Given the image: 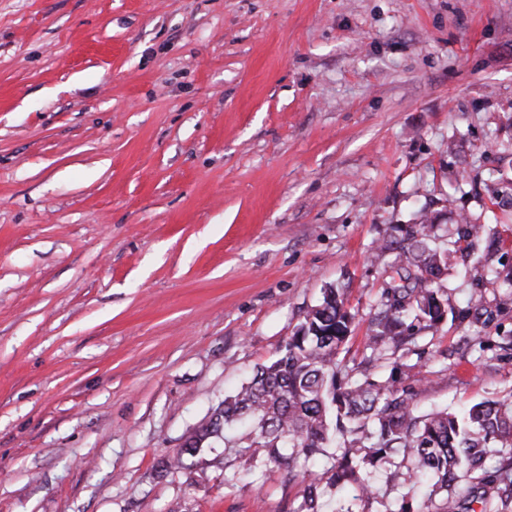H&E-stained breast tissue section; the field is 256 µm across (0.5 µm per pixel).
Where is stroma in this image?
Segmentation results:
<instances>
[{
    "mask_svg": "<svg viewBox=\"0 0 512 512\" xmlns=\"http://www.w3.org/2000/svg\"><path fill=\"white\" fill-rule=\"evenodd\" d=\"M423 218L448 313L396 378L511 402L512 0H0V512H295L221 440L166 464L325 288L359 366Z\"/></svg>",
    "mask_w": 512,
    "mask_h": 512,
    "instance_id": "1",
    "label": "stroma"
}]
</instances>
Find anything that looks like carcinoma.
Returning <instances> with one entry per match:
<instances>
[{"label":"carcinoma","instance_id":"1","mask_svg":"<svg viewBox=\"0 0 512 512\" xmlns=\"http://www.w3.org/2000/svg\"><path fill=\"white\" fill-rule=\"evenodd\" d=\"M433 229L421 223L386 230L375 260L394 253L385 266L404 284L381 293L364 343L367 369L357 376L341 357L354 316L344 291L326 288L273 359L224 397L167 468H182L184 456L221 437L224 447L248 456V475L256 478L273 466L285 470L290 482L302 479L296 512H321L324 484L352 493L336 501L333 512H356V501L379 497L373 482L377 466L398 458L386 477V483L396 480L404 488L398 512H512L511 403L485 400L462 411L421 414L412 388L370 372L389 363L397 370L392 356L447 315L448 300L437 281L448 268V253L430 245ZM459 234L470 248L482 239L489 247L495 243L483 224H468ZM337 436L339 454L330 467H320ZM489 456L496 461L487 468Z\"/></svg>","mask_w":512,"mask_h":512}]
</instances>
